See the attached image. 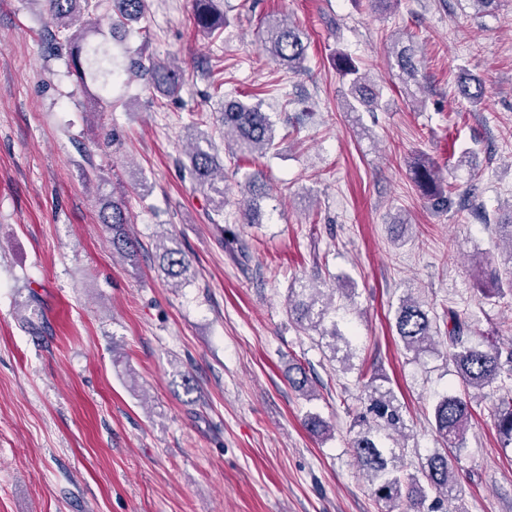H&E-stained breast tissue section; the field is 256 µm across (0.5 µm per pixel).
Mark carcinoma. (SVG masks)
<instances>
[{
  "instance_id": "carcinoma-1",
  "label": "carcinoma",
  "mask_w": 512,
  "mask_h": 512,
  "mask_svg": "<svg viewBox=\"0 0 512 512\" xmlns=\"http://www.w3.org/2000/svg\"><path fill=\"white\" fill-rule=\"evenodd\" d=\"M46 9L54 30L50 37L53 50H67L72 59L76 76L90 80L107 96L112 91V82L131 77H141L153 87L169 94L181 87V70L165 62L138 56L127 64H118L112 49L96 40L90 33L94 25L91 16L103 7L104 0H34ZM193 15L195 28L206 35L224 29V13L214 0H195ZM112 6L120 18L135 22L142 17L146 0H112ZM262 47L276 65L290 71L304 68L307 59L308 41L299 26L291 20L270 16L264 23ZM391 55L398 68L397 77L405 86L419 85V63L414 49L400 45L395 40ZM333 64L338 74L348 85L350 100L346 101L349 112L364 106L373 111L380 106V95L369 84L361 63L345 51L334 54ZM459 94L470 103L481 101L485 87L479 80L464 82ZM224 141L235 152L255 159L263 158L274 148L275 128L268 113L260 106L237 97L224 99L221 113ZM189 175L192 182L203 191L213 204L216 216L224 213L226 196L224 172L208 151L197 146L190 154ZM412 179L433 204L441 209L451 203L452 185H443L436 164L419 158L410 167ZM244 218L248 224L261 223L260 201L271 197L263 172L256 170L244 185ZM101 223L112 231V247L129 256L136 255L134 244L128 237L126 225L131 223L130 213L123 197H112L100 209ZM162 263L167 275L181 278L190 269L189 260L179 249L164 248ZM491 286L481 287L486 299L512 298V271L504 278L489 273ZM347 308V303L334 302V291L324 293L319 288H293L288 291V312L291 319L304 330H317L326 319H331V330L321 332L323 336L344 341L352 348L351 336H343L336 328L338 311ZM446 331L448 357L462 380L463 392L444 393L433 405V426L442 439L444 448L428 456L426 464L416 472L408 471L404 462V448L395 435L405 428L403 407L392 388L379 383L377 373L364 370L357 375L360 388V408L353 413V426L358 428L351 439L350 451L354 464L362 471L376 500L382 503L384 512H441L445 501L452 497L458 476V453L464 447L466 429L472 417L469 390L495 387L499 395L494 411V420L502 447L512 445V342L507 351L479 341L471 335L469 318L455 310H448ZM397 335L406 350L415 357L434 351L433 318L418 301L406 297L400 300L396 311Z\"/></svg>"
}]
</instances>
